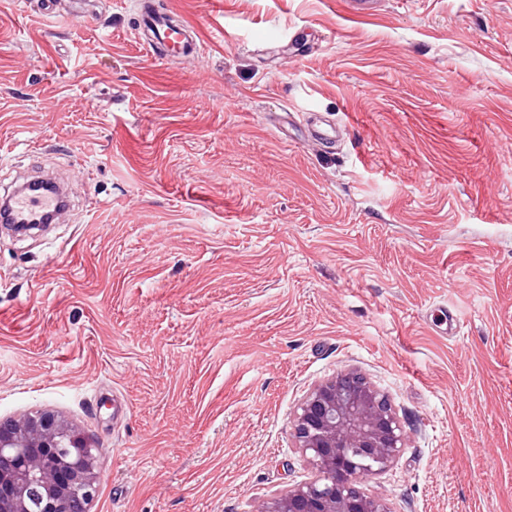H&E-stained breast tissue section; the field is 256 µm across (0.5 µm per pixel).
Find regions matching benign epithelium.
<instances>
[{
  "label": "benign epithelium",
  "instance_id": "1",
  "mask_svg": "<svg viewBox=\"0 0 512 512\" xmlns=\"http://www.w3.org/2000/svg\"><path fill=\"white\" fill-rule=\"evenodd\" d=\"M294 437L316 472L260 504L257 512H392L367 495L363 475L385 471L403 448L390 399L357 371L315 385L297 407ZM92 443L50 410L0 421V512H87L97 493Z\"/></svg>",
  "mask_w": 512,
  "mask_h": 512
}]
</instances>
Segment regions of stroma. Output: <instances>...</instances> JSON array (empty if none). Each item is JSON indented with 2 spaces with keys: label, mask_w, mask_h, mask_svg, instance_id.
I'll return each mask as SVG.
<instances>
[{
  "label": "stroma",
  "mask_w": 512,
  "mask_h": 512,
  "mask_svg": "<svg viewBox=\"0 0 512 512\" xmlns=\"http://www.w3.org/2000/svg\"><path fill=\"white\" fill-rule=\"evenodd\" d=\"M0 0V419L96 447L89 512H255L314 470L292 416L355 368L405 446L394 512H512V0ZM341 124L335 147L318 125ZM135 36L142 47L157 56H162V49L169 50L172 44L178 46L177 51L194 46L193 56L199 52V36L193 25L185 19L174 23L166 12L148 4L138 11ZM59 200L52 193L15 194L8 215L10 224H30L38 217L54 214L58 211Z\"/></svg>",
  "instance_id": "35a3bbf8"
}]
</instances>
